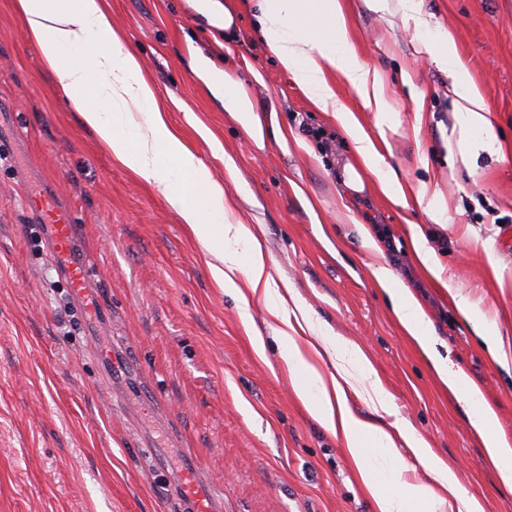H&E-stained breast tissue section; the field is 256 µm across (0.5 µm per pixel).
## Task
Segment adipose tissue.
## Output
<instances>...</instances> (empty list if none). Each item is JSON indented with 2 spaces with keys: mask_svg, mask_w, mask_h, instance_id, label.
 <instances>
[{
  "mask_svg": "<svg viewBox=\"0 0 512 512\" xmlns=\"http://www.w3.org/2000/svg\"><path fill=\"white\" fill-rule=\"evenodd\" d=\"M364 2L370 10L400 14L403 22L412 24L425 52L447 70L460 110L461 154L492 150L491 110L479 85L460 63L451 32L444 30L429 37L419 0ZM247 3L255 8L260 36L280 67L317 108L333 113L350 140L356 161L342 165L339 171L344 186L361 192V173L367 170L376 176L384 193L404 201L396 172L336 96L337 83L349 86L363 106L374 112L381 127L388 125L394 110L382 76L356 56L343 0ZM19 6L25 32L39 47L44 64L56 74L69 108L81 115L113 159L161 193L203 247L216 248L218 262L210 268L214 281L233 292L239 289L236 276L240 273L252 288L265 284V261L255 236L245 225L230 221L223 188L211 181L205 164L169 127L152 85L142 74L140 58L113 30L102 0H68L60 9L51 7L49 0H19ZM92 82L97 85L93 100L86 95ZM372 275L389 295L394 314L409 336L429 349L432 331L417 302L400 287L388 267L374 266ZM452 298L493 361L512 372V359L502 351L494 321L462 294L453 293ZM268 311L277 322L273 334L282 343L281 356L295 396L314 420L342 439L376 512H483L479 500L461 492L453 471L414 429L403 425L393 429L353 412L337 374L351 371L358 382L371 377L372 368L358 347L333 339L314 321L308 329L315 342L299 344L289 310L273 302ZM323 350L337 358L335 376H327L316 361ZM430 359L441 381L465 408L468 423L482 439L501 484L512 489V446L503 440L494 411L461 371L438 354L432 353ZM400 439L428 469L431 483L405 477L396 446Z\"/></svg>",
  "mask_w": 512,
  "mask_h": 512,
  "instance_id": "adipose-tissue-1",
  "label": "adipose tissue"
}]
</instances>
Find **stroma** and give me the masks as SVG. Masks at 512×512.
<instances>
[{
	"label": "stroma",
	"instance_id": "35a3bbf8",
	"mask_svg": "<svg viewBox=\"0 0 512 512\" xmlns=\"http://www.w3.org/2000/svg\"><path fill=\"white\" fill-rule=\"evenodd\" d=\"M359 61L378 71L396 111L380 150L406 194L440 190L448 211L432 223L417 204L395 205L367 177L343 196L337 162L352 145L257 37L252 12L203 13L198 0H103L112 27L142 59L170 126L224 190L232 222L264 251L274 287L335 338L357 345L382 389L348 388L371 417L378 396L412 426L484 512H512L463 408L428 355L395 321L371 275L389 267L433 328L434 350L493 406L512 444V375L499 368L460 314L458 291L491 318L512 356V0H422L431 30H452L456 53L483 89L500 153H449L458 131L447 72L400 16L346 0ZM18 0H0V138L22 127L20 152L0 160V512H179L149 438L178 469L195 455L224 494V512H375L346 448L292 391L263 292L242 298L213 280L214 255L160 192L132 176L64 104L57 77L24 34ZM242 84L266 135L255 143L194 61ZM421 94L415 107L412 96ZM292 139L282 151L273 132ZM51 181L97 257L91 278L113 329L97 340L59 278L24 200ZM419 226L443 267L421 270L410 245ZM370 233L377 248L362 245ZM247 300L264 338L257 355L238 311ZM136 355L114 408L98 352L111 335Z\"/></svg>",
	"mask_w": 512,
	"mask_h": 512
}]
</instances>
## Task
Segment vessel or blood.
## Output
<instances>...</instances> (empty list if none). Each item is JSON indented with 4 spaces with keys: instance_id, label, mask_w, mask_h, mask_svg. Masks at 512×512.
I'll list each match as a JSON object with an SVG mask.
<instances>
[{
    "instance_id": "obj_1",
    "label": "vessel or blood",
    "mask_w": 512,
    "mask_h": 512,
    "mask_svg": "<svg viewBox=\"0 0 512 512\" xmlns=\"http://www.w3.org/2000/svg\"><path fill=\"white\" fill-rule=\"evenodd\" d=\"M26 212L31 222L40 225L53 263L69 285L74 301L89 315L87 335L95 336L102 326L111 324L112 314L101 304L88 278L95 257L83 246L67 205L49 190L28 201ZM166 478L184 512H222L223 494L200 467L173 470Z\"/></svg>"
}]
</instances>
